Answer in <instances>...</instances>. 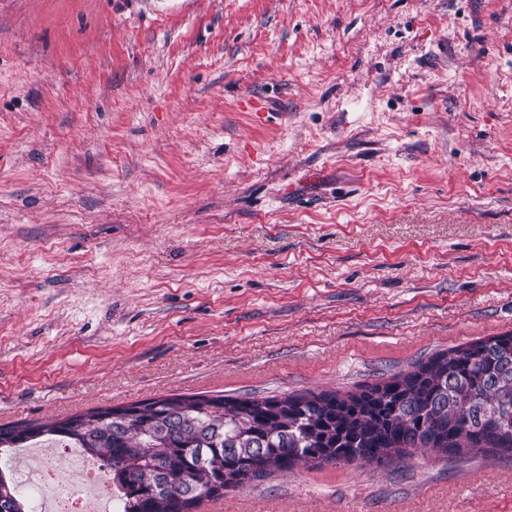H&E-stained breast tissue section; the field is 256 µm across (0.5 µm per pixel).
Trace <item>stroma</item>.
Instances as JSON below:
<instances>
[{
    "mask_svg": "<svg viewBox=\"0 0 512 512\" xmlns=\"http://www.w3.org/2000/svg\"><path fill=\"white\" fill-rule=\"evenodd\" d=\"M512 332V0H0V424L345 392ZM200 512H512V458Z\"/></svg>",
    "mask_w": 512,
    "mask_h": 512,
    "instance_id": "stroma-1",
    "label": "stroma"
}]
</instances>
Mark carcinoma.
<instances>
[{
    "label": "carcinoma",
    "mask_w": 512,
    "mask_h": 512,
    "mask_svg": "<svg viewBox=\"0 0 512 512\" xmlns=\"http://www.w3.org/2000/svg\"><path fill=\"white\" fill-rule=\"evenodd\" d=\"M47 437L108 470L120 512H196L300 464L388 463L415 452L512 457V333L439 351L344 393L165 396L0 425V453ZM0 512H31L0 468Z\"/></svg>",
    "instance_id": "cac0c4a2"
}]
</instances>
